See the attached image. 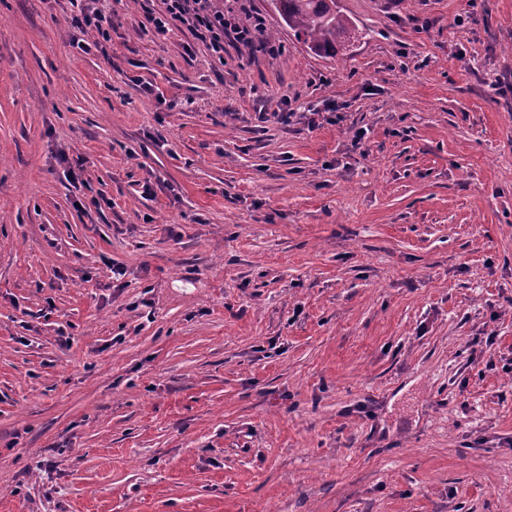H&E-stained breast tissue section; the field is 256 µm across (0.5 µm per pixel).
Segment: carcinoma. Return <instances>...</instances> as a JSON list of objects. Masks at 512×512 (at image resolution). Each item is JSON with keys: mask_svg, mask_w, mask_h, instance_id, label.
<instances>
[{"mask_svg": "<svg viewBox=\"0 0 512 512\" xmlns=\"http://www.w3.org/2000/svg\"><path fill=\"white\" fill-rule=\"evenodd\" d=\"M285 24L316 53L334 54L350 46L353 28L336 13V0H277Z\"/></svg>", "mask_w": 512, "mask_h": 512, "instance_id": "1", "label": "carcinoma"}]
</instances>
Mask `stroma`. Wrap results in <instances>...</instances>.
I'll return each instance as SVG.
<instances>
[{
	"instance_id": "1",
	"label": "stroma",
	"mask_w": 512,
	"mask_h": 512,
	"mask_svg": "<svg viewBox=\"0 0 512 512\" xmlns=\"http://www.w3.org/2000/svg\"><path fill=\"white\" fill-rule=\"evenodd\" d=\"M96 5L0 0V512H512V0ZM73 6L80 4L79 14L73 15L72 27L81 35L92 34V45L102 53L106 51L104 43L111 40L112 14L90 5L91 0H69ZM155 1L161 2L162 6L155 8ZM139 4L146 31L159 38L165 37L171 31V25L179 22L202 41L218 61L224 58L225 39L269 56H278L283 51L275 41L261 38L265 27L261 16L253 15L248 23H241L234 11H224L222 0H140ZM285 24L315 53L335 54L350 46L353 28L336 13L335 0H276Z\"/></svg>"
}]
</instances>
